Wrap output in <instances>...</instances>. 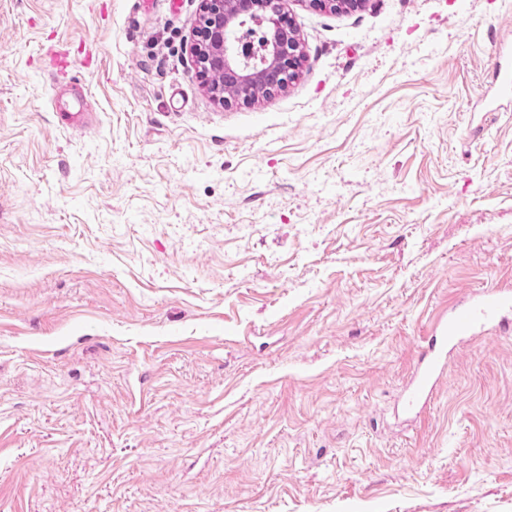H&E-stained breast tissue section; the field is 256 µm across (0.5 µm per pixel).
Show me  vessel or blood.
Listing matches in <instances>:
<instances>
[{
	"label": "vessel or blood",
	"instance_id": "vessel-or-blood-1",
	"mask_svg": "<svg viewBox=\"0 0 512 512\" xmlns=\"http://www.w3.org/2000/svg\"><path fill=\"white\" fill-rule=\"evenodd\" d=\"M94 108L84 94H77L70 110L62 112L66 124H83L90 119ZM512 313V287L492 288L463 308L452 309L440 316L433 332L423 342L418 363L404 392L403 404L412 412L422 407L433 395L447 365L448 350L463 338L483 333L491 325L503 326Z\"/></svg>",
	"mask_w": 512,
	"mask_h": 512
}]
</instances>
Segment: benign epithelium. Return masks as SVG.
<instances>
[{
	"instance_id": "obj_1",
	"label": "benign epithelium",
	"mask_w": 512,
	"mask_h": 512,
	"mask_svg": "<svg viewBox=\"0 0 512 512\" xmlns=\"http://www.w3.org/2000/svg\"><path fill=\"white\" fill-rule=\"evenodd\" d=\"M332 12L353 9L365 0H314ZM285 0H201V14L195 29L192 53L198 73L218 100L247 102L261 88L269 95L295 79L302 51L295 27L284 19ZM266 21L262 30L265 55L252 69L242 65L246 50L237 46L233 32L250 17ZM219 75L214 84L210 76Z\"/></svg>"
}]
</instances>
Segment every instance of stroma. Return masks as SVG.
I'll use <instances>...</instances> for the list:
<instances>
[{
  "mask_svg": "<svg viewBox=\"0 0 512 512\" xmlns=\"http://www.w3.org/2000/svg\"><path fill=\"white\" fill-rule=\"evenodd\" d=\"M199 9L0 0V512H512V332L401 405L512 284V0H288L298 77L228 105ZM95 109L81 92L78 93L73 101L71 110L61 112V121L66 124H83L90 119ZM512 286L492 288L463 308H452L440 316L433 333L423 342L411 380L404 392L403 404L408 412L422 407L433 395L447 365L448 348L463 338L483 333L489 325L503 326L506 314L512 313Z\"/></svg>",
  "mask_w": 512,
  "mask_h": 512,
  "instance_id": "35a3bbf8",
  "label": "stroma"
}]
</instances>
